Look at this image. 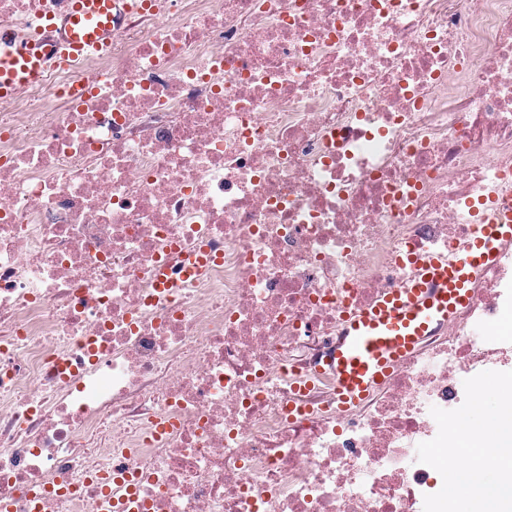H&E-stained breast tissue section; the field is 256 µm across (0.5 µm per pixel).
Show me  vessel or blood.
Returning <instances> with one entry per match:
<instances>
[{"label": "vessel or blood", "instance_id": "obj_1", "mask_svg": "<svg viewBox=\"0 0 512 512\" xmlns=\"http://www.w3.org/2000/svg\"><path fill=\"white\" fill-rule=\"evenodd\" d=\"M149 0H65L63 26L36 17L31 34L17 39L12 26L0 25V100L39 82L56 58H83L112 40V20L146 8ZM512 238V210L486 203L482 222L454 259L426 260L404 285L347 315L330 368L341 406L364 400L388 378L394 365L416 349L440 323L469 304V285L500 257L498 245Z\"/></svg>", "mask_w": 512, "mask_h": 512}]
</instances>
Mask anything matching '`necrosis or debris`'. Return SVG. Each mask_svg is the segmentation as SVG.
I'll use <instances>...</instances> for the list:
<instances>
[{"label":"necrosis or debris","instance_id":"obj_1","mask_svg":"<svg viewBox=\"0 0 512 512\" xmlns=\"http://www.w3.org/2000/svg\"><path fill=\"white\" fill-rule=\"evenodd\" d=\"M163 2L0 100V503L423 512L431 407L512 371V241L364 401L326 360L512 207V0Z\"/></svg>","mask_w":512,"mask_h":512}]
</instances>
